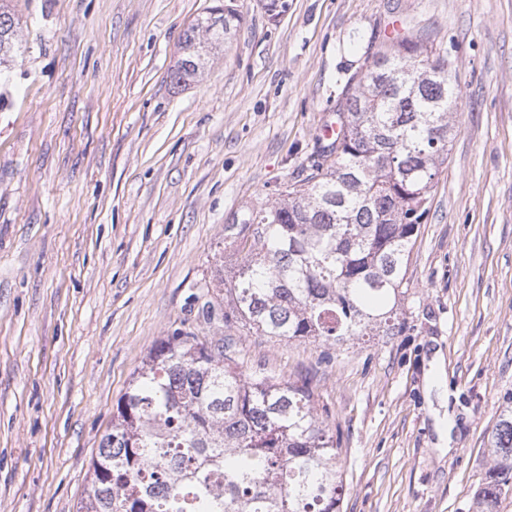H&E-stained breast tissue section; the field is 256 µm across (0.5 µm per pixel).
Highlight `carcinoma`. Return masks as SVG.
I'll return each instance as SVG.
<instances>
[{"label":"carcinoma","instance_id":"cac0c4a2","mask_svg":"<svg viewBox=\"0 0 512 512\" xmlns=\"http://www.w3.org/2000/svg\"><path fill=\"white\" fill-rule=\"evenodd\" d=\"M243 21L211 7L183 31L169 74H200ZM20 20L0 0V67L20 52ZM448 61L407 37L375 53L336 110V137L279 198L224 224L234 257L224 326L339 346L406 323L407 262L439 166L457 135ZM477 512L512 491V409L486 449ZM78 512H339L343 478L307 378L246 374L236 342L176 331L133 373L92 458Z\"/></svg>","mask_w":512,"mask_h":512}]
</instances>
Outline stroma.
<instances>
[{
	"label": "stroma",
	"mask_w": 512,
	"mask_h": 512,
	"mask_svg": "<svg viewBox=\"0 0 512 512\" xmlns=\"http://www.w3.org/2000/svg\"><path fill=\"white\" fill-rule=\"evenodd\" d=\"M0 78V512H76L132 373L182 330L243 371L310 376L340 512H476L512 406V0H234L244 21L182 87L213 0H14ZM461 92L408 261L406 325L330 350L205 320L228 217L305 177L322 125L395 37ZM448 452H440L441 433ZM10 2L11 0H0V67L13 62L21 48L17 40L20 20Z\"/></svg>",
	"instance_id": "35a3bbf8"
}]
</instances>
